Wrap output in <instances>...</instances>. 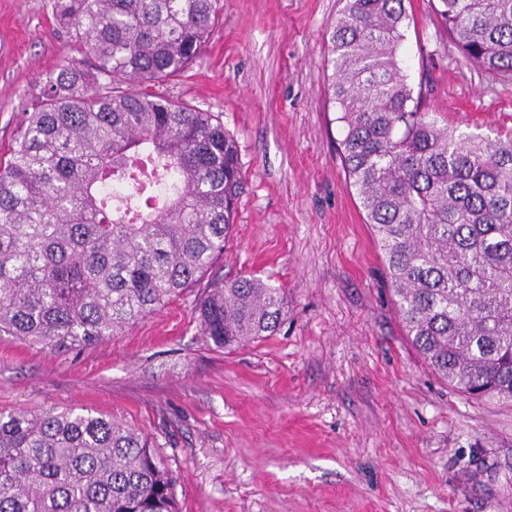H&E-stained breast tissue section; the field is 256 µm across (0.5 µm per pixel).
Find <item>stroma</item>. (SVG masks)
<instances>
[{
	"label": "stroma",
	"instance_id": "1",
	"mask_svg": "<svg viewBox=\"0 0 512 512\" xmlns=\"http://www.w3.org/2000/svg\"><path fill=\"white\" fill-rule=\"evenodd\" d=\"M54 0H0V155L71 54ZM346 0H224L160 91L221 113L244 174L214 264L281 288L277 332L207 343L191 288L122 334L63 352L0 337V411L93 409L151 439L179 512H512V404L439 379L407 341L339 157L327 40ZM402 68L439 122L512 132V80L467 62L408 0Z\"/></svg>",
	"mask_w": 512,
	"mask_h": 512
}]
</instances>
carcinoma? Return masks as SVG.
Here are the masks:
<instances>
[{
  "label": "carcinoma",
  "instance_id": "carcinoma-1",
  "mask_svg": "<svg viewBox=\"0 0 512 512\" xmlns=\"http://www.w3.org/2000/svg\"><path fill=\"white\" fill-rule=\"evenodd\" d=\"M78 56L43 82L0 157V337L50 351L117 336L201 283L243 188L221 114L156 87L224 0H54ZM462 55L512 80V0H437ZM405 0H347L328 36L340 159L407 339L448 385L512 403V136L439 124L402 72ZM203 336H272L285 297L213 276ZM0 512H178L150 439L92 410L0 412Z\"/></svg>",
  "mask_w": 512,
  "mask_h": 512
}]
</instances>
